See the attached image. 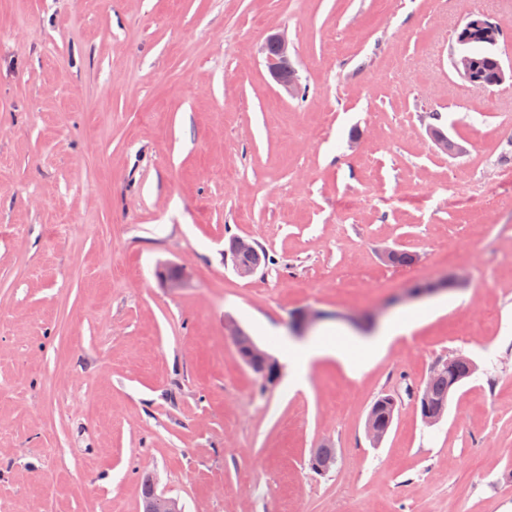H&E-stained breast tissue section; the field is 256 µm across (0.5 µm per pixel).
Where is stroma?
<instances>
[{
  "instance_id": "obj_1",
  "label": "stroma",
  "mask_w": 512,
  "mask_h": 512,
  "mask_svg": "<svg viewBox=\"0 0 512 512\" xmlns=\"http://www.w3.org/2000/svg\"><path fill=\"white\" fill-rule=\"evenodd\" d=\"M473 13L511 65L512 0H0V512H141L146 477L185 512H512V84L454 72ZM469 189L483 208L453 206ZM232 236L269 266L239 277ZM450 272L467 288L411 297ZM310 307L309 340L353 352L301 374ZM457 353L477 369L426 426L417 391ZM264 51L267 67L277 85L289 97H296L300 92V85L293 72H288L285 68V63L291 57L288 39L280 33L271 34L266 39ZM229 328L237 356L267 383L276 384L283 372L280 361L232 321H229Z\"/></svg>"
}]
</instances>
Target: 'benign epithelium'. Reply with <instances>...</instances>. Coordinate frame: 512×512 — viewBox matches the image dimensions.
Instances as JSON below:
<instances>
[{
	"instance_id": "1",
	"label": "benign epithelium",
	"mask_w": 512,
	"mask_h": 512,
	"mask_svg": "<svg viewBox=\"0 0 512 512\" xmlns=\"http://www.w3.org/2000/svg\"><path fill=\"white\" fill-rule=\"evenodd\" d=\"M502 36L503 27L500 22L493 21L482 14L469 15L465 31L456 37L458 50L452 60L455 73L468 87L482 90L491 86H498L508 77L512 79V72L506 73L502 60L495 51V47ZM473 39L479 40L484 46L485 61L491 66L492 70V74L488 78L483 77L480 60L476 59L470 51V41ZM264 51L267 67L277 85L289 97H296L300 92V85L293 72L285 68V63L291 57L288 39L280 33L271 34L266 39ZM429 135L444 152L450 155L463 152V147L448 138L442 130L431 127L429 128ZM466 285L467 281L463 275L453 273L443 277L438 283V287L425 288L422 293L433 294L439 292L441 287L456 286L463 288ZM326 317L327 314L321 310L305 309L294 317L292 329L296 335L304 336L308 330ZM229 328L237 356L267 383L272 385L277 383L283 372L280 361L262 349L249 334L236 324L229 323ZM459 365L469 367L472 372L476 370V364L470 357L464 354L451 356L433 366L423 387L419 389L417 407L421 419L426 425L433 426L440 422L448 407V403L445 402L433 409L429 408L428 403L431 401L429 391L434 385V379L444 373L448 374L450 376L448 393H453L463 382V379L455 376L456 368ZM365 433L368 440L377 446L382 443L388 430L381 429L374 422L373 415L369 414L365 420ZM310 465L316 473H326L336 465V456L324 454L323 446L320 445L311 450Z\"/></svg>"
}]
</instances>
